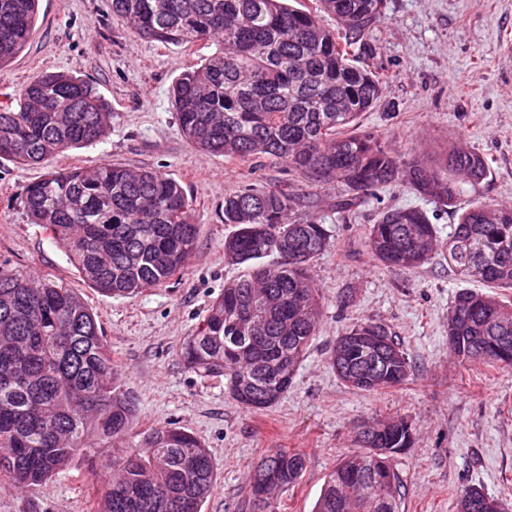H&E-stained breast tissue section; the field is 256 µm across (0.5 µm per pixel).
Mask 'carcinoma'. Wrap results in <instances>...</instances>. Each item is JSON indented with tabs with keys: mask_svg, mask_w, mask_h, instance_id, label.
Returning a JSON list of instances; mask_svg holds the SVG:
<instances>
[{
	"mask_svg": "<svg viewBox=\"0 0 512 512\" xmlns=\"http://www.w3.org/2000/svg\"><path fill=\"white\" fill-rule=\"evenodd\" d=\"M112 14L164 45L216 41L214 53L186 67L171 87L184 137L196 148L241 162L270 159L318 186L336 183V212L350 213L392 184L455 205L463 183L489 174L486 158L454 147L437 166L390 153L362 116L381 98L384 74L356 65L372 52L366 36L384 0H110ZM38 0H0V70L24 50ZM332 16L342 30L322 22ZM112 112L87 80L67 73L32 77L0 105V159L28 165L100 141ZM307 197L243 187L224 195V258L246 271L224 285L181 357L192 371L224 378L246 409L274 405L291 386L316 336L320 295L312 260L330 243L326 227L297 217ZM32 223L49 231L89 287L110 296L160 286L184 269L197 225L181 185L157 171L102 163L91 170L45 174L25 191ZM367 246L386 268L411 271L435 252L464 280L512 289V207L463 211L448 242L427 214L391 207L369 227ZM368 340L332 348L336 374L360 391L407 379L412 365L390 329L370 321L344 332ZM451 349L467 360L512 367V304L469 289L448 311ZM131 398L115 385L109 344L94 313L73 289L0 266V478L15 490L50 483L73 459L117 477L100 485L99 512H202L215 465L198 438L166 426L128 441ZM359 447L329 475L313 512H400L392 461L412 443L411 427L387 421L359 431ZM103 448L112 449L105 455ZM306 469L300 452L277 449L253 475L252 512H277L265 472L279 488ZM459 512H500L472 487Z\"/></svg>",
	"mask_w": 512,
	"mask_h": 512,
	"instance_id": "cac0c4a2",
	"label": "carcinoma"
}]
</instances>
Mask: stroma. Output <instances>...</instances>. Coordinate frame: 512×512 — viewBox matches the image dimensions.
Returning <instances> with one entry per match:
<instances>
[{"instance_id":"stroma-1","label":"stroma","mask_w":512,"mask_h":512,"mask_svg":"<svg viewBox=\"0 0 512 512\" xmlns=\"http://www.w3.org/2000/svg\"><path fill=\"white\" fill-rule=\"evenodd\" d=\"M512 39V0H385L368 34L376 48L369 66L388 76L378 106L362 125L399 156L433 162L449 146L483 154L487 178L465 185L445 207L399 186L362 201L351 220L332 207L336 189L304 181L282 165H261L200 152L183 136L170 88L184 67L216 45H163L140 38L113 15L110 0H39L34 34L0 71V104L42 72L90 81L109 103L111 128L96 144L73 148L40 165L0 161V265L73 288L92 309L112 352L117 383L136 402L133 437L166 424L200 439L212 455L216 486L202 512H250L248 485L260 459L277 449L305 454L307 468L279 492V512H312L336 464L357 447L365 421L402 420L413 432L396 455L401 512H458L463 492L482 488L512 512V368L466 361L448 347V308L457 290H481L459 279L443 256L413 271L379 265L365 241L383 209L427 212L447 237L461 212L480 204L512 205V82L498 62ZM109 162L175 179L192 201L198 226L183 272L130 297L88 287L61 248L24 208L26 187L60 168ZM249 185L317 196L304 217L325 224L330 244L311 264L321 292L317 335L288 392L273 406L249 411L222 379L189 370L179 355L224 286L243 274L224 258L233 231L223 218L224 195ZM391 328L411 364L410 377L377 391L353 389L332 369L336 338L363 320ZM101 475L81 462L45 486H0V512H96Z\"/></svg>"}]
</instances>
